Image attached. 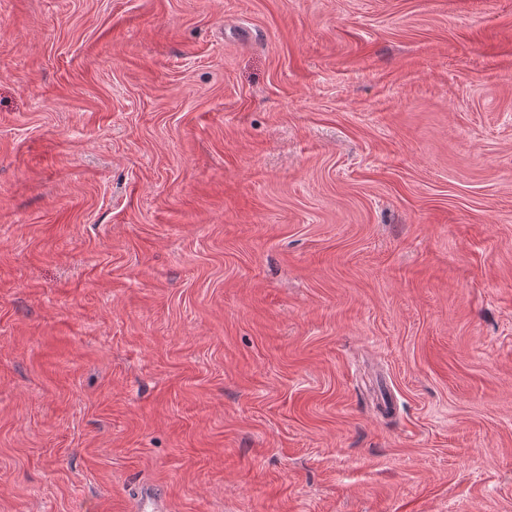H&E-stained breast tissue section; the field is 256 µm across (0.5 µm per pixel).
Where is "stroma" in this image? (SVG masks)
Wrapping results in <instances>:
<instances>
[{
	"mask_svg": "<svg viewBox=\"0 0 512 512\" xmlns=\"http://www.w3.org/2000/svg\"><path fill=\"white\" fill-rule=\"evenodd\" d=\"M512 512V0H0V512Z\"/></svg>",
	"mask_w": 512,
	"mask_h": 512,
	"instance_id": "stroma-1",
	"label": "stroma"
}]
</instances>
